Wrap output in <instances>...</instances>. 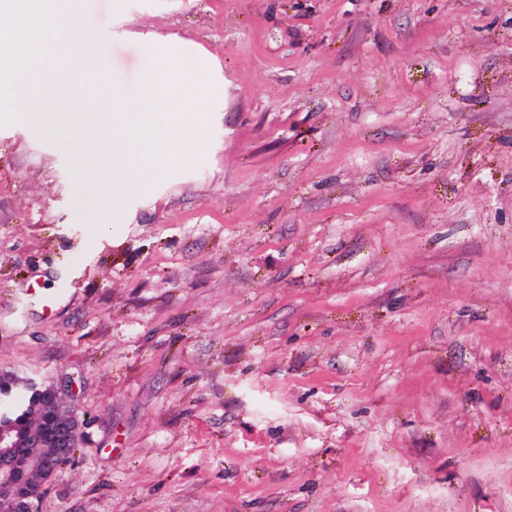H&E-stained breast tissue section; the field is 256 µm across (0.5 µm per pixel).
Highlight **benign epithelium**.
Instances as JSON below:
<instances>
[{
    "label": "benign epithelium",
    "instance_id": "benign-epithelium-1",
    "mask_svg": "<svg viewBox=\"0 0 512 512\" xmlns=\"http://www.w3.org/2000/svg\"><path fill=\"white\" fill-rule=\"evenodd\" d=\"M81 440L79 416L53 383L0 369V512H37Z\"/></svg>",
    "mask_w": 512,
    "mask_h": 512
}]
</instances>
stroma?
I'll return each instance as SVG.
<instances>
[{"label": "stroma", "mask_w": 512, "mask_h": 512, "mask_svg": "<svg viewBox=\"0 0 512 512\" xmlns=\"http://www.w3.org/2000/svg\"><path fill=\"white\" fill-rule=\"evenodd\" d=\"M69 41L24 103L0 67V368L83 423L39 512H512V0H80ZM148 44L204 146L116 203L100 135L79 195L47 117Z\"/></svg>", "instance_id": "1"}]
</instances>
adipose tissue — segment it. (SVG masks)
<instances>
[{"label": "adipose tissue", "mask_w": 512, "mask_h": 512, "mask_svg": "<svg viewBox=\"0 0 512 512\" xmlns=\"http://www.w3.org/2000/svg\"><path fill=\"white\" fill-rule=\"evenodd\" d=\"M73 19L71 0H41L22 27L0 25V47L11 50L10 65L18 77L16 99L57 82L66 65Z\"/></svg>", "instance_id": "ef3b65f1"}]
</instances>
